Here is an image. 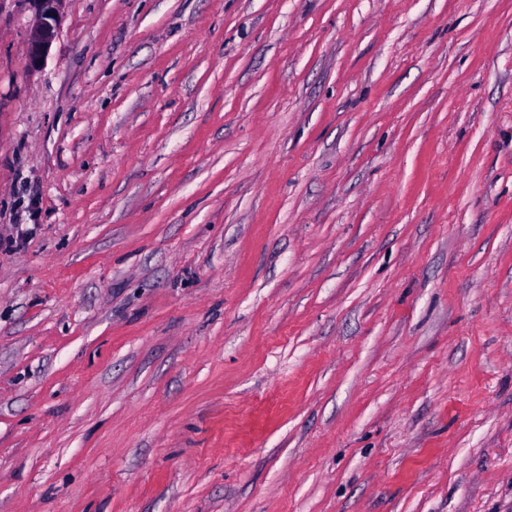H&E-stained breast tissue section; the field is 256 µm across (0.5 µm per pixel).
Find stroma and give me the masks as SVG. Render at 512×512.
<instances>
[{
	"mask_svg": "<svg viewBox=\"0 0 512 512\" xmlns=\"http://www.w3.org/2000/svg\"><path fill=\"white\" fill-rule=\"evenodd\" d=\"M59 17L0 0V512H512V0ZM61 0H31L38 16V24L28 44L33 66H39L57 37L59 29L58 4Z\"/></svg>",
	"mask_w": 512,
	"mask_h": 512,
	"instance_id": "stroma-1",
	"label": "stroma"
}]
</instances>
